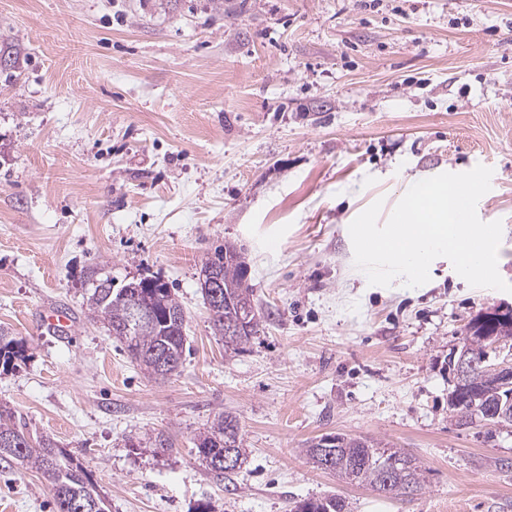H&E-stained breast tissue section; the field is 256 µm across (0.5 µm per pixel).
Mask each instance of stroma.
I'll use <instances>...</instances> for the list:
<instances>
[{
	"mask_svg": "<svg viewBox=\"0 0 512 512\" xmlns=\"http://www.w3.org/2000/svg\"><path fill=\"white\" fill-rule=\"evenodd\" d=\"M0 326L27 358L0 403L47 435L110 512H512V428L457 425L448 355L512 293L450 261L420 288L369 284L351 222L415 181L491 167L512 284V0H0ZM237 244L263 313L244 350L197 285ZM160 277L182 304L178 374L155 379L93 320L83 277ZM62 312L66 330L46 312ZM248 458L232 481L196 454L222 413ZM326 434L383 440L424 485L392 498L317 469ZM166 438L160 448L158 438ZM0 512H56L0 461Z\"/></svg>",
	"mask_w": 512,
	"mask_h": 512,
	"instance_id": "1",
	"label": "stroma"
}]
</instances>
